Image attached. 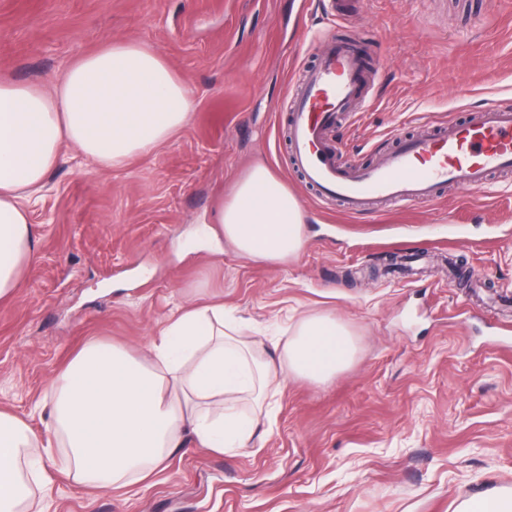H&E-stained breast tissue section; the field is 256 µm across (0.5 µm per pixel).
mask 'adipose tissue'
Returning a JSON list of instances; mask_svg holds the SVG:
<instances>
[{
    "mask_svg": "<svg viewBox=\"0 0 512 512\" xmlns=\"http://www.w3.org/2000/svg\"><path fill=\"white\" fill-rule=\"evenodd\" d=\"M188 84L154 47L109 41L71 62L52 86L0 81V300L13 298L37 258L29 220L63 147L114 170L166 143L187 122ZM298 198L262 162L218 200L205 232L239 256L287 263L307 244ZM352 331L329 315L300 318L271 349L225 320L220 305L173 312L149 355L86 343L49 384L53 440L0 411V512L28 496L24 474L43 484V458L61 448L78 482L109 489L146 480L190 431L220 452L254 444L255 419L239 410L255 396L269 410L287 375L323 384L355 360Z\"/></svg>",
    "mask_w": 512,
    "mask_h": 512,
    "instance_id": "1",
    "label": "adipose tissue"
}]
</instances>
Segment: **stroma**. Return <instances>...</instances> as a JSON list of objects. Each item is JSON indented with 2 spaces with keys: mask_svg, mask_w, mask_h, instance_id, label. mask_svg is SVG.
<instances>
[{
  "mask_svg": "<svg viewBox=\"0 0 512 512\" xmlns=\"http://www.w3.org/2000/svg\"><path fill=\"white\" fill-rule=\"evenodd\" d=\"M354 0L342 27L375 70L332 137L376 164L401 138L512 105V0ZM328 22L321 0H0V80L50 85L108 41L160 51L186 80L185 127L126 167L63 148L30 211L38 257L0 303V410L50 436L53 376L87 341L145 355L176 305L223 303L268 343L288 316L356 335L324 385L277 382L254 448L184 435L150 480L112 490L45 461V512H455L512 488V172L469 197L351 214L291 166L288 115ZM256 162L288 185L308 243L284 266L195 231Z\"/></svg>",
  "mask_w": 512,
  "mask_h": 512,
  "instance_id": "35a3bbf8",
  "label": "stroma"
}]
</instances>
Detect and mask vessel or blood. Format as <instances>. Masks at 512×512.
I'll list each match as a JSON object with an SVG mask.
<instances>
[{
  "label": "vessel or blood",
  "instance_id": "1",
  "mask_svg": "<svg viewBox=\"0 0 512 512\" xmlns=\"http://www.w3.org/2000/svg\"><path fill=\"white\" fill-rule=\"evenodd\" d=\"M369 72L355 43L329 38L305 74L288 121L293 164L319 198L358 213L375 200L395 206L431 201L440 186L463 196L481 191L490 173L512 170V107H489L461 123L403 139L370 167L340 166L328 135L365 91Z\"/></svg>",
  "mask_w": 512,
  "mask_h": 512
}]
</instances>
